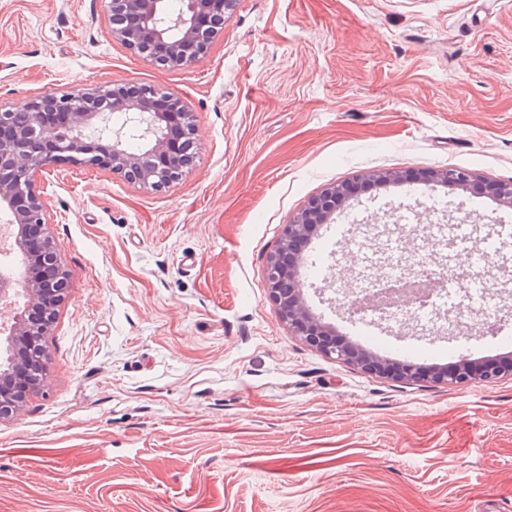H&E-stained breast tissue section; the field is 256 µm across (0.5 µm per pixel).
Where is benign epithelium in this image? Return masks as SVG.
Returning a JSON list of instances; mask_svg holds the SVG:
<instances>
[{"label":"benign epithelium","mask_w":512,"mask_h":512,"mask_svg":"<svg viewBox=\"0 0 512 512\" xmlns=\"http://www.w3.org/2000/svg\"><path fill=\"white\" fill-rule=\"evenodd\" d=\"M163 0H108L112 37L160 67H187L204 56L217 34L224 31L231 0H181V9L159 20ZM57 113L69 116L55 123ZM120 118L117 128L111 121ZM138 128L141 146H127V129ZM194 115L172 93L131 94L122 87L98 88L81 94L47 93L10 110L0 109V226L14 238L21 277L0 271V353L8 351V366L0 379L27 375L39 367L46 373L49 355L24 361L15 351L46 336L69 288V273L58 246L47 231V206L36 189L34 176L60 163L112 170L127 181L161 190L181 180L196 157ZM411 180L466 189L475 185L464 168L417 171ZM501 206L512 208V180L479 184ZM350 201L346 187L333 185L309 200L305 208L282 226L278 244L266 258L265 285L278 314L294 335L327 356L362 370L406 384L431 382L475 385L512 378V356L491 362L459 360L454 368L398 364L377 357L349 342L331 340L336 330L316 320L308 309L298 275L302 256L286 264L294 244L331 223ZM39 227L40 250L25 246V231ZM23 401L0 396V422L19 415Z\"/></svg>","instance_id":"1"}]
</instances>
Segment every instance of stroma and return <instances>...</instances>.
<instances>
[{
  "label": "stroma",
  "instance_id": "1",
  "mask_svg": "<svg viewBox=\"0 0 512 512\" xmlns=\"http://www.w3.org/2000/svg\"><path fill=\"white\" fill-rule=\"evenodd\" d=\"M137 84L193 112L190 174L152 191L95 167L39 173L70 288L46 377L0 422V512H512V379L407 385L294 336L265 285L281 227L326 187L460 167L512 179V0H235L208 53L152 64L107 0H0V108ZM349 235L447 259L432 227L512 208L391 183ZM474 278L512 337V247ZM425 352L427 329L375 323Z\"/></svg>",
  "mask_w": 512,
  "mask_h": 512
}]
</instances>
